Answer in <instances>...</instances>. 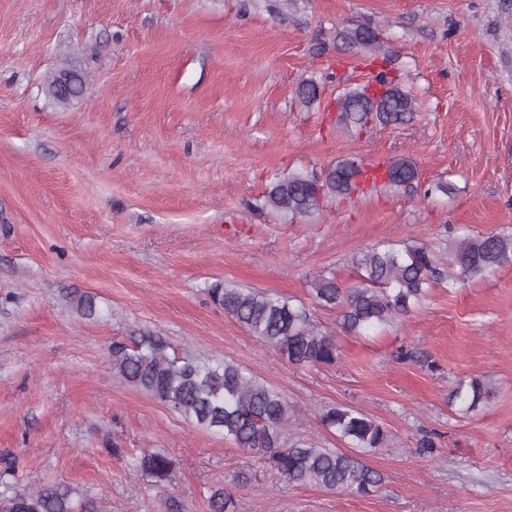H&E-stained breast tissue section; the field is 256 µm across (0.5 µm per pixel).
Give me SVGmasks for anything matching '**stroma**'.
I'll return each mask as SVG.
<instances>
[{
    "instance_id": "stroma-1",
    "label": "stroma",
    "mask_w": 512,
    "mask_h": 512,
    "mask_svg": "<svg viewBox=\"0 0 512 512\" xmlns=\"http://www.w3.org/2000/svg\"><path fill=\"white\" fill-rule=\"evenodd\" d=\"M349 24L377 27L410 120L337 129L338 91L375 75L337 38ZM62 71L83 88L66 104L47 92ZM306 79L321 90L308 108ZM345 158H406L419 181L311 216L263 208L274 179ZM491 233L512 234V0H0V469L21 488L67 483L102 512H209L216 488L235 512H512V264L435 285L368 337L343 332L310 284H355L379 243L414 236L444 257ZM218 280L304 304L339 360L288 364L210 301ZM143 334L277 387L301 411L289 441L339 447L318 419L329 405L379 421L388 443L365 461L382 486L288 483L120 383L110 346ZM473 376L495 394L464 414L448 398ZM145 448L175 460L169 484L132 466Z\"/></svg>"
}]
</instances>
